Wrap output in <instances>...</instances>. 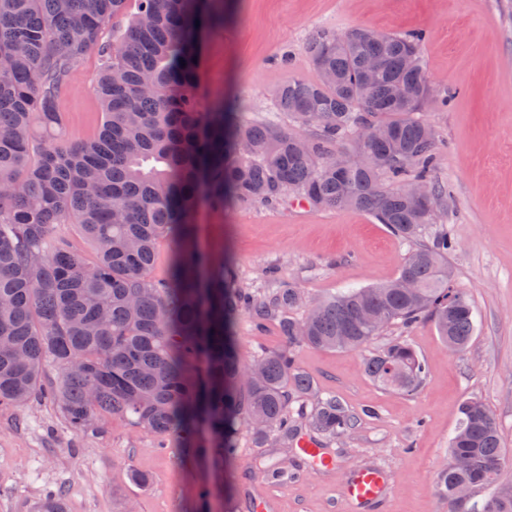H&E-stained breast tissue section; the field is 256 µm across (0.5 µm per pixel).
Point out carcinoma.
<instances>
[{
    "label": "carcinoma",
    "instance_id": "carcinoma-1",
    "mask_svg": "<svg viewBox=\"0 0 512 512\" xmlns=\"http://www.w3.org/2000/svg\"><path fill=\"white\" fill-rule=\"evenodd\" d=\"M0 0V407L53 400L76 434L106 416L163 441L195 448L205 429L218 456L235 454L242 427L257 444L288 441L303 419L341 438L358 416L320 395L298 364L305 347L365 351L389 326L432 321L453 352L474 331L467 295L446 260L458 243L441 231L422 241L436 209L416 207L404 186L422 182L448 198L435 175L437 130L421 117L432 100L417 35L355 28L307 42L313 78L275 93L294 127L246 122L224 104L200 110L194 89L200 32L224 24V0ZM102 120L89 140L69 142L60 99L90 53ZM365 124L386 139L362 141ZM349 143L350 151L338 145ZM368 212L414 247L392 280L306 302L295 282L239 287L232 267L195 247L194 215L230 199ZM76 224L94 263L56 232ZM172 244L164 278L153 277L159 242ZM306 306L305 315L294 311ZM276 325L283 343L248 362L240 315ZM48 362L58 380L44 385ZM367 375L417 392L425 362L405 336L364 359ZM314 396L311 411L303 402ZM301 402L298 409L292 401ZM437 475L448 512L461 486L488 491L470 512H512V467L486 404L459 405L448 459ZM38 512H66L61 491Z\"/></svg>",
    "mask_w": 512,
    "mask_h": 512
}]
</instances>
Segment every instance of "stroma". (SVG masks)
Here are the masks:
<instances>
[{
  "mask_svg": "<svg viewBox=\"0 0 512 512\" xmlns=\"http://www.w3.org/2000/svg\"><path fill=\"white\" fill-rule=\"evenodd\" d=\"M355 27L422 36L434 102L423 117L440 142L436 175L449 196L440 223L457 240L448 257L475 332L450 352L432 322L390 326L376 340L408 336L428 367L423 386L404 396L364 370L361 351L302 349L300 367L325 394L359 414L344 437L323 438L332 471H318L296 442L261 446L241 434L235 457L216 469L210 454L190 455L120 418L99 432L74 434L48 399L0 408V512H36L46 491L63 489L66 512H246L254 500L272 512H348L343 484L362 467L383 470L387 496L375 512H448L435 479L448 459L458 405L481 399L512 457V0H224V23L203 43L196 96L201 109L235 103L251 120L289 124L276 89L311 78L306 53L318 31ZM97 56L69 80L60 102L63 130L79 142L100 119L93 92ZM197 245L229 263L240 287H267L268 270L319 300L393 279L409 250L367 212L229 202L201 205ZM376 417L363 416L365 408ZM147 476L133 482V473Z\"/></svg>",
  "mask_w": 512,
  "mask_h": 512,
  "instance_id": "obj_1",
  "label": "stroma"
}]
</instances>
